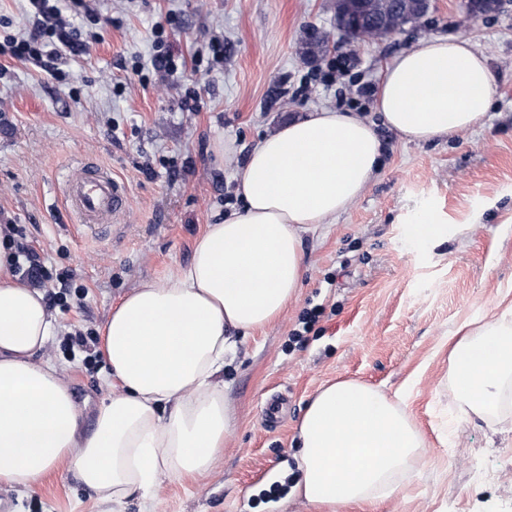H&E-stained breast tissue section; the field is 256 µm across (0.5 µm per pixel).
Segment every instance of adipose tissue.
Masks as SVG:
<instances>
[{"label":"adipose tissue","mask_w":512,"mask_h":512,"mask_svg":"<svg viewBox=\"0 0 512 512\" xmlns=\"http://www.w3.org/2000/svg\"><path fill=\"white\" fill-rule=\"evenodd\" d=\"M495 89L464 36L419 40L388 64L374 108L410 142L482 125ZM383 153L373 126L317 109L264 137L238 175L242 207L206 225L190 262L114 304L102 332L112 393L86 432L66 379L39 360L56 319L0 246V485L31 490L61 466L101 501L153 500L163 478L205 476L224 452V367L239 338L275 323L305 273L304 233L369 187ZM465 416H487L512 377V304L448 339ZM294 489L313 512H368L391 497L424 446L408 412L355 380L326 384L298 427Z\"/></svg>","instance_id":"obj_1"}]
</instances>
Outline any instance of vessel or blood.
Masks as SVG:
<instances>
[{"instance_id": "1", "label": "vessel or blood", "mask_w": 512, "mask_h": 512, "mask_svg": "<svg viewBox=\"0 0 512 512\" xmlns=\"http://www.w3.org/2000/svg\"><path fill=\"white\" fill-rule=\"evenodd\" d=\"M66 203L84 226L93 228L117 220L128 206V197L109 172L92 167L70 181Z\"/></svg>"}]
</instances>
